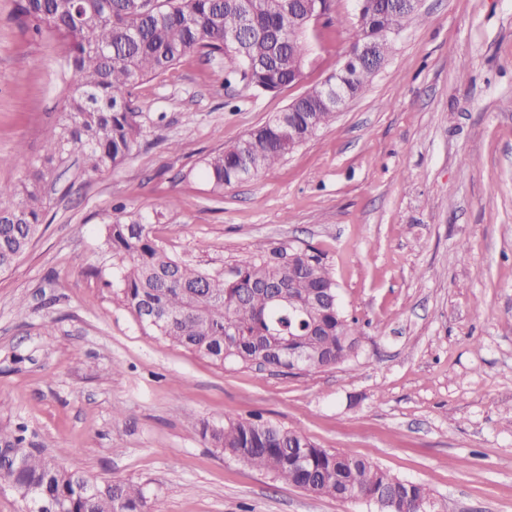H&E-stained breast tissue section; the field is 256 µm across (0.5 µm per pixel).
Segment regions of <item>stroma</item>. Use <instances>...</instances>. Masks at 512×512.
Here are the masks:
<instances>
[{"label":"stroma","instance_id":"stroma-1","mask_svg":"<svg viewBox=\"0 0 512 512\" xmlns=\"http://www.w3.org/2000/svg\"><path fill=\"white\" fill-rule=\"evenodd\" d=\"M0 0V182L45 162L71 83L63 45ZM311 26L303 77L276 93L192 53L136 86L135 157L58 171L41 231L0 273V424L92 477L132 480L150 512H375L218 453L203 424L261 416L426 485L436 512H512V0H421L366 94L259 176L211 192L206 156L340 68L352 31ZM221 272L255 244L313 248L361 329L310 372L214 365L114 295L116 217Z\"/></svg>","mask_w":512,"mask_h":512}]
</instances>
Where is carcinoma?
<instances>
[{"label": "carcinoma", "mask_w": 512, "mask_h": 512, "mask_svg": "<svg viewBox=\"0 0 512 512\" xmlns=\"http://www.w3.org/2000/svg\"><path fill=\"white\" fill-rule=\"evenodd\" d=\"M18 0L17 14L33 31L65 39L64 66L74 79L58 128L47 139L46 165L31 178L0 183V272L32 246L45 219V184L55 165L78 152L88 177L130 159L144 132L131 89L171 69L183 56L222 54L245 86L272 93L294 85L309 56L307 0ZM414 12L391 0H364L351 21L352 45L381 28L402 32ZM374 72H340L342 89L363 94ZM322 82L233 145L209 155L204 174L213 192L255 177L283 160L336 112ZM106 244L127 259L116 276V298L158 336L222 366L263 361L288 368L303 350L307 368L334 366L354 351L358 320L333 306L336 283L319 254L258 245L230 272L211 273L170 255L141 219L109 225ZM25 426L0 427V490L34 512H149L146 491L131 482L91 479L25 446ZM211 447L306 492L340 499L397 501L408 512H433L430 491L366 457L321 448L309 437L261 420L206 424Z\"/></svg>", "instance_id": "1"}]
</instances>
